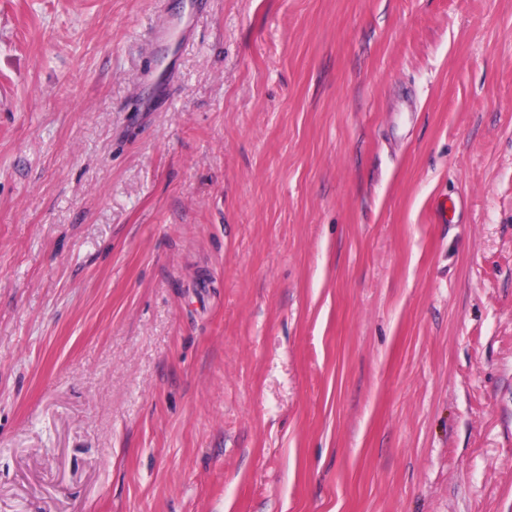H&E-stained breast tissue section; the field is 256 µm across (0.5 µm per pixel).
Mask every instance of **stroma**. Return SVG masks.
<instances>
[{"instance_id":"1","label":"stroma","mask_w":512,"mask_h":512,"mask_svg":"<svg viewBox=\"0 0 512 512\" xmlns=\"http://www.w3.org/2000/svg\"><path fill=\"white\" fill-rule=\"evenodd\" d=\"M0 512H512V0H0Z\"/></svg>"}]
</instances>
